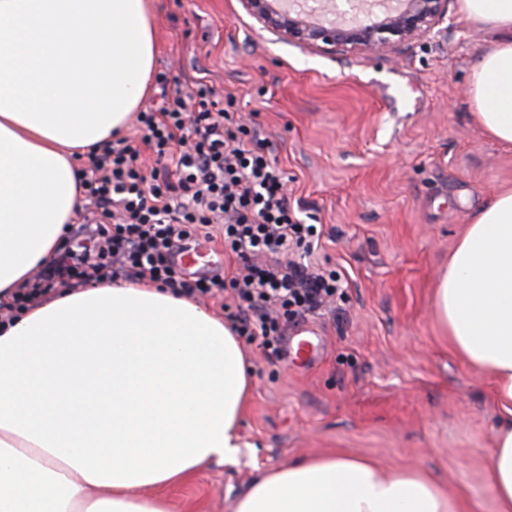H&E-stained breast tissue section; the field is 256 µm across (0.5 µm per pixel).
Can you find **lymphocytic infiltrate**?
Masks as SVG:
<instances>
[{
	"label": "lymphocytic infiltrate",
	"instance_id": "1",
	"mask_svg": "<svg viewBox=\"0 0 512 512\" xmlns=\"http://www.w3.org/2000/svg\"><path fill=\"white\" fill-rule=\"evenodd\" d=\"M137 122L156 168L142 171L129 139L100 144L83 171L80 240L22 285L6 317L60 289L105 281H149L196 298L229 287L238 299L233 329L279 354L284 321L320 314L343 286L310 261L321 233L291 206L287 173L205 84L139 112ZM198 233L236 254L232 278L176 268L182 241Z\"/></svg>",
	"mask_w": 512,
	"mask_h": 512
}]
</instances>
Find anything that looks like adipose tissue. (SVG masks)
Returning <instances> with one entry per match:
<instances>
[{"label":"adipose tissue","instance_id":"ef3b65f1","mask_svg":"<svg viewBox=\"0 0 512 512\" xmlns=\"http://www.w3.org/2000/svg\"><path fill=\"white\" fill-rule=\"evenodd\" d=\"M491 40L474 122L512 147V0H459ZM155 62L150 0H0V301L53 260L84 199L80 152L121 136ZM434 307L494 385L488 458L512 512V189L476 211ZM252 380L230 325L152 285L52 294L0 323V512H170L153 489L232 465ZM233 512H467L435 477L342 453L256 478Z\"/></svg>","mask_w":512,"mask_h":512}]
</instances>
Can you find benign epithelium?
I'll list each match as a JSON object with an SVG mask.
<instances>
[{"mask_svg": "<svg viewBox=\"0 0 512 512\" xmlns=\"http://www.w3.org/2000/svg\"><path fill=\"white\" fill-rule=\"evenodd\" d=\"M266 30L287 42L321 50L381 55L391 47L430 35L448 13V0H371L383 11L362 22L347 19L339 0H240Z\"/></svg>", "mask_w": 512, "mask_h": 512, "instance_id": "7a95c632", "label": "benign epithelium"}]
</instances>
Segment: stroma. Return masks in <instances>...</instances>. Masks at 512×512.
Instances as JSON below:
<instances>
[{
  "instance_id": "obj_1",
  "label": "stroma",
  "mask_w": 512,
  "mask_h": 512,
  "mask_svg": "<svg viewBox=\"0 0 512 512\" xmlns=\"http://www.w3.org/2000/svg\"><path fill=\"white\" fill-rule=\"evenodd\" d=\"M152 106L161 87L204 82L288 174L291 204L322 227L314 255L346 288L335 313L288 326L282 351L243 348L253 389L235 466L159 489L172 512H232L261 473L343 452L437 476L495 512L486 466L492 381L455 354L434 290L475 211L512 188V150L473 122L465 92L488 35L448 0L438 33L385 56L280 39L240 0H155ZM313 360H293L300 333Z\"/></svg>"
}]
</instances>
